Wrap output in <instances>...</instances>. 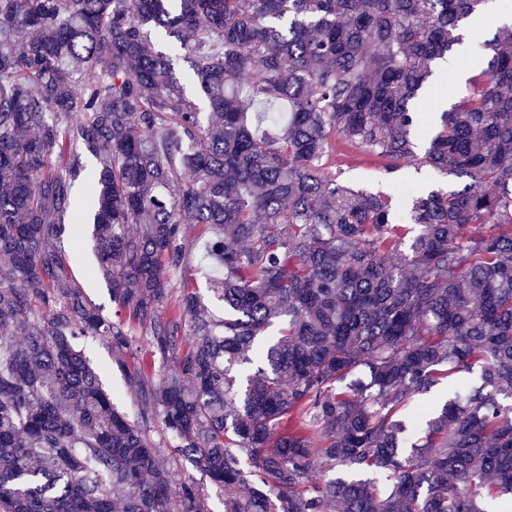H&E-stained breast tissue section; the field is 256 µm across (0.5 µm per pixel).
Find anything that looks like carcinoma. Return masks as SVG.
<instances>
[{
	"instance_id": "cac0c4a2",
	"label": "carcinoma",
	"mask_w": 512,
	"mask_h": 512,
	"mask_svg": "<svg viewBox=\"0 0 512 512\" xmlns=\"http://www.w3.org/2000/svg\"><path fill=\"white\" fill-rule=\"evenodd\" d=\"M484 2L0 0V512H204L174 455L224 512L512 509V29L466 97L437 118L420 101ZM333 133L392 166L423 138V163L469 183L399 215L325 173ZM186 218L224 267L220 320L172 300ZM88 219L148 336L133 369L128 331L66 270L65 224ZM476 365L480 386L401 418ZM87 355L93 363L102 369L103 380L111 390L113 401L133 420L139 412L136 397L124 383L123 376L112 364V351L98 339H86L83 343ZM175 484L193 482L202 494L201 502L206 512H224V497L216 490L210 478L188 458L180 457L171 462Z\"/></svg>"
}]
</instances>
